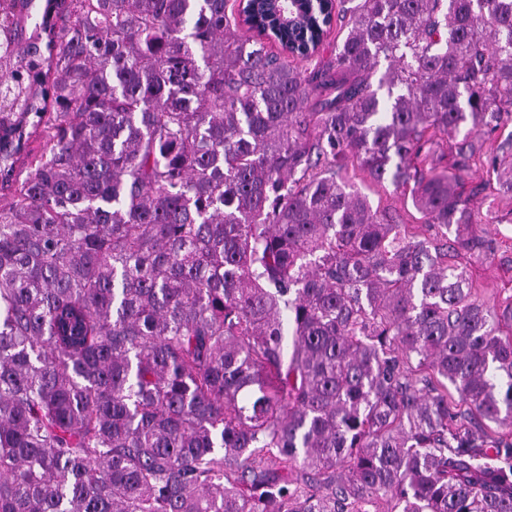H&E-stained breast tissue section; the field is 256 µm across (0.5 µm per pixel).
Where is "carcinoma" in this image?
<instances>
[{
  "label": "carcinoma",
  "mask_w": 512,
  "mask_h": 512,
  "mask_svg": "<svg viewBox=\"0 0 512 512\" xmlns=\"http://www.w3.org/2000/svg\"><path fill=\"white\" fill-rule=\"evenodd\" d=\"M331 8L0 0V512H512V0ZM341 175L368 197L373 208L386 210L402 224H421L420 215L412 207L410 186L397 189L389 182L378 184L368 174L354 169L350 163ZM471 207L475 212H479L483 218L493 220V224L482 223L475 227L476 234L482 236L487 244L494 247L495 257L492 260L485 261L483 264L470 265L473 279L476 281L479 297L489 305L501 304L507 296L512 294V223L506 221L499 224L496 220H500L501 216L506 215L512 209V201L506 200L495 203V214L497 219H491L490 215L486 216L488 210V200H484L483 196L473 199ZM511 244L510 249L500 248L501 242ZM511 289V290H510Z\"/></svg>",
  "instance_id": "1"
}]
</instances>
